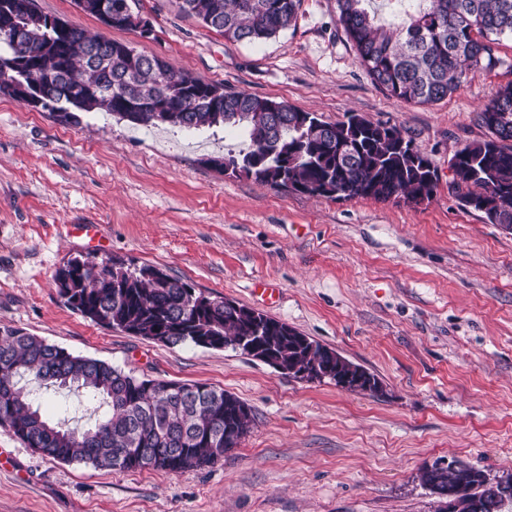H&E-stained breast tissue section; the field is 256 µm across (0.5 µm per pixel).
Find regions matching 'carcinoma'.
<instances>
[{"label":"carcinoma","mask_w":512,"mask_h":512,"mask_svg":"<svg viewBox=\"0 0 512 512\" xmlns=\"http://www.w3.org/2000/svg\"><path fill=\"white\" fill-rule=\"evenodd\" d=\"M27 0H0V27L24 30L20 43L0 37V77L35 81L56 103L57 119L77 112H107L140 126L185 130L233 128L247 149L229 152L234 174L297 193L344 199H431L438 176L395 126L358 114L329 123L314 112L243 91L224 95L215 111V85L174 72L154 57L126 54L128 45L68 26L57 32L28 17ZM300 0H179L224 38L262 43L288 28ZM373 0H336L337 20L371 81L399 100L433 104L451 96L467 71L508 65L497 54L512 38V0H388L395 24L381 21ZM488 135L457 150L448 188L464 208L512 230V83L479 113ZM55 281L65 303L83 317L133 336L174 345L231 348L270 357L295 378L329 380L343 389L378 396L383 386L362 366L288 324L224 298L196 293L188 283L154 266L130 268L121 260L91 257ZM73 387L105 408L86 429L51 422L20 385ZM252 423L239 398L203 383L140 378L105 361L74 355L17 329L0 328V426L43 456L100 469H154L169 473L209 466L236 447ZM484 470L452 459L423 469L422 484L457 512H499L508 495L485 490Z\"/></svg>","instance_id":"cac0c4a2"}]
</instances>
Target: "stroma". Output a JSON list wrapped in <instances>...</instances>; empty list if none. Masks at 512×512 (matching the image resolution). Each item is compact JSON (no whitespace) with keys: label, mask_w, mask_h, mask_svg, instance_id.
<instances>
[{"label":"stroma","mask_w":512,"mask_h":512,"mask_svg":"<svg viewBox=\"0 0 512 512\" xmlns=\"http://www.w3.org/2000/svg\"><path fill=\"white\" fill-rule=\"evenodd\" d=\"M37 5L225 89L330 123L354 112L397 127L439 184L419 205L313 197L208 165L242 149L230 130L136 127L102 112L66 124L0 97V327L139 377L208 384L254 416L222 459L179 473L52 460L0 426V512H435L426 465L456 458L493 478L512 473V230L448 191L451 157L485 138L478 115L512 83V39L497 47L505 67L414 105L372 83L336 0H300L295 23L261 45L227 41L178 0H139L146 36L105 27L73 0ZM79 255L153 265L285 322L375 374L384 393L97 325L54 283ZM264 282L275 299L261 298ZM28 388L47 418L93 423L80 393Z\"/></svg>","instance_id":"obj_1"}]
</instances>
